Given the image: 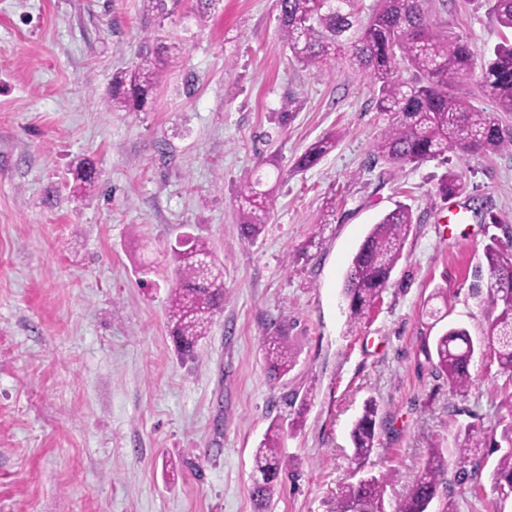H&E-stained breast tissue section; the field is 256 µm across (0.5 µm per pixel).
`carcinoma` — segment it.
<instances>
[{"instance_id": "carcinoma-1", "label": "carcinoma", "mask_w": 512, "mask_h": 512, "mask_svg": "<svg viewBox=\"0 0 512 512\" xmlns=\"http://www.w3.org/2000/svg\"><path fill=\"white\" fill-rule=\"evenodd\" d=\"M429 0H278L282 37L295 61L305 68L321 67L335 59L336 51L348 53L371 85L377 89L376 107L392 115L391 122L373 144V158L394 167L420 165L449 149L488 156L512 151V128L502 125L496 113L512 112V41L496 45L477 58L468 43L450 38L433 29ZM497 22L512 29V0H492ZM481 65H476V60ZM481 69V84L496 103V111L473 108L462 92V84L475 68ZM412 73L405 80L402 74ZM162 78L157 60L144 58L132 68L112 77L108 107L129 112L140 111L149 93ZM336 146V136L327 135L311 144L297 159L294 169L306 171L317 165ZM438 190L445 197L465 190L463 176L453 170L440 180ZM240 240L252 244L260 237L275 201V188L263 187L259 178L242 182L236 195ZM413 224L409 206L398 204L372 225L353 255L343 294L348 302L349 327L360 320L390 283ZM486 259L485 302L496 312L483 343L474 342L460 325L447 327L433 345L436 368L448 380L452 392L467 391L471 364L477 349L493 351L502 372L512 377V244L505 246L491 238L484 248ZM173 275L176 287L169 296L167 324L177 353L194 355L200 339L208 335L214 313L224 306V270L203 241L187 240L173 249ZM266 371L279 380L296 364L288 344L285 322L271 323L262 338ZM378 405L370 398L351 429L354 454L370 455L377 438ZM458 444L459 473L476 478L478 467L466 464L484 449L499 444L487 440L472 426L461 431ZM283 422L272 421L254 454L250 496L256 512H270L283 469L280 448ZM507 450L494 466V488L512 492V434L503 435ZM391 474H367L343 485L336 495L334 512H358L362 506L381 512V504ZM448 459L432 449L420 477L397 512H431L434 502L448 507Z\"/></svg>"}]
</instances>
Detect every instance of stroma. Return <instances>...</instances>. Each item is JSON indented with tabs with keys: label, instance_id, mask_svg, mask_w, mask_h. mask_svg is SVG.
<instances>
[{
	"label": "stroma",
	"instance_id": "35a3bbf8",
	"mask_svg": "<svg viewBox=\"0 0 512 512\" xmlns=\"http://www.w3.org/2000/svg\"><path fill=\"white\" fill-rule=\"evenodd\" d=\"M491 5L448 0L432 20L481 55L512 38ZM278 15L276 0H217L205 19L182 0L163 21L143 0H0V512H255L253 450L276 417L300 425L273 512H332L366 472L390 474L382 512H396L434 448L457 512H512V494L492 488L497 451L474 480L456 462L465 426L498 438L512 423V377L481 350L455 394L429 354L447 325L478 339L492 319L478 271L512 229V152L374 162L390 117L369 80L341 57L302 68ZM160 42L175 52L144 110H109L113 73ZM328 134L335 148L294 172ZM83 161L97 172L87 194ZM451 169L467 190L446 198ZM255 175L277 188L249 245L236 190ZM399 203L414 218L403 257L349 329L346 270ZM186 236L208 242L226 302L184 363L166 250ZM279 317L298 361L275 383L260 346ZM370 398L378 440L360 463L350 432Z\"/></svg>",
	"mask_w": 512,
	"mask_h": 512
}]
</instances>
